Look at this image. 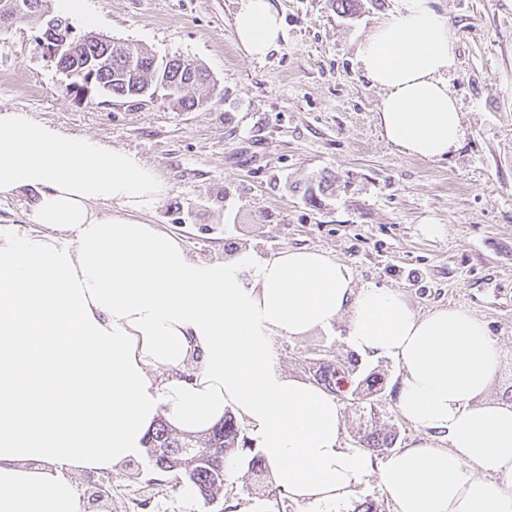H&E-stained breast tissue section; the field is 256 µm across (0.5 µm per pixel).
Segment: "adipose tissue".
<instances>
[{"label":"adipose tissue","mask_w":512,"mask_h":512,"mask_svg":"<svg viewBox=\"0 0 512 512\" xmlns=\"http://www.w3.org/2000/svg\"><path fill=\"white\" fill-rule=\"evenodd\" d=\"M234 35L253 59L277 46L272 0H241ZM358 62L383 92L388 142L422 159L459 146L455 32L430 0H400ZM31 191L33 230L0 225V512H85L71 474L139 459L158 418L199 434L229 410L275 484L312 512L374 472L397 512H512V404L486 397L501 350L484 320L354 288L317 250L193 258L144 220L167 185L136 153L0 108V197ZM344 313L349 346L398 363V408L422 431L380 465L343 445L335 397L271 353L272 337Z\"/></svg>","instance_id":"1"}]
</instances>
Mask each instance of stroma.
Wrapping results in <instances>:
<instances>
[{"label":"stroma","instance_id":"1","mask_svg":"<svg viewBox=\"0 0 512 512\" xmlns=\"http://www.w3.org/2000/svg\"><path fill=\"white\" fill-rule=\"evenodd\" d=\"M284 37L265 58L246 57L233 29L240 0H83L81 15L51 14L74 35L103 34L158 58L206 67L214 90L203 106L173 107L164 92L131 103L67 79L39 45L41 26L0 29V106L28 112L69 135H90L139 155L168 191L146 218L199 259L245 246L267 256L290 247L320 250L346 264L355 287L402 293L420 313L460 306L484 320L502 351L491 399L512 404V0H432L457 37L448 87L464 139L439 160L407 156L378 125L381 90L358 62L360 43L393 13L396 0H273ZM426 224L442 234H423ZM346 321L302 338L275 336L285 373L311 379L315 359L345 361ZM383 389L365 404L346 399L341 438L372 431L401 449L420 435L397 406L401 370L364 358ZM144 512H308L281 490L255 491L250 470L226 474L224 492L201 507L167 476Z\"/></svg>","mask_w":512,"mask_h":512}]
</instances>
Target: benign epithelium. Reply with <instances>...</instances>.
<instances>
[{"mask_svg": "<svg viewBox=\"0 0 512 512\" xmlns=\"http://www.w3.org/2000/svg\"><path fill=\"white\" fill-rule=\"evenodd\" d=\"M46 11L44 0H0V26L7 27L14 19L23 14L43 13ZM101 48V53L94 59L76 60L79 54V47L84 38L72 36L70 28L58 19H51L47 24V31L41 45L50 59L57 62L61 59L73 61V66L62 70V73L71 80V83L82 87L88 93L93 88H98L95 81L97 71L109 64L112 55V47H127V43L119 42L105 35L96 36ZM112 501L111 495L106 488L100 487L90 497L88 512H103L106 503Z\"/></svg>", "mask_w": 512, "mask_h": 512, "instance_id": "7a95c632", "label": "benign epithelium"}]
</instances>
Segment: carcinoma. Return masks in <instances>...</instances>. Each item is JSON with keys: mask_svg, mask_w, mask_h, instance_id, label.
Segmentation results:
<instances>
[{"mask_svg": "<svg viewBox=\"0 0 512 512\" xmlns=\"http://www.w3.org/2000/svg\"><path fill=\"white\" fill-rule=\"evenodd\" d=\"M136 55L140 67L136 74L125 77L127 69L124 49L112 50V62L98 71V83L109 87L108 94L122 99H138V89L168 76L177 80L181 91L171 103L180 109H192L200 105L201 99L190 94V90L210 83V74L201 65L192 71L182 68L181 59L172 57L160 61L155 55L138 49ZM358 358L348 357V365L338 368L322 359L312 367L313 377L327 392L337 398H345L347 388L352 386L358 391L364 387L377 393L382 390L374 374L362 379L356 378ZM240 428L230 413L224 414V420L215 424L203 436L181 433L171 427L164 419L157 422L147 439V455L153 468L163 474H172L189 485L198 500L205 505L213 503L224 491L226 474L225 462L229 452L238 447ZM363 442L371 452L379 453L393 444V438L387 435L371 433Z\"/></svg>", "mask_w": 512, "mask_h": 512, "instance_id": "carcinoma-1", "label": "carcinoma"}]
</instances>
